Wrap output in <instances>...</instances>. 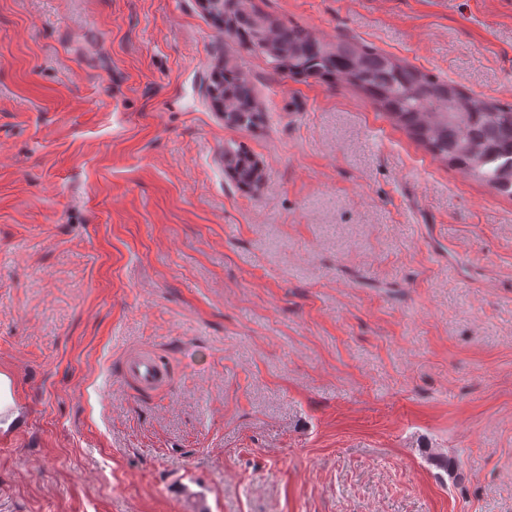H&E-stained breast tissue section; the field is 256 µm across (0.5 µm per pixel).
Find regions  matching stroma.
Returning <instances> with one entry per match:
<instances>
[{"label": "stroma", "instance_id": "obj_1", "mask_svg": "<svg viewBox=\"0 0 512 512\" xmlns=\"http://www.w3.org/2000/svg\"><path fill=\"white\" fill-rule=\"evenodd\" d=\"M254 2L512 101V0ZM2 365L0 512H512V198L202 0H0ZM209 95L218 111L224 112L226 125L249 129L262 122L252 80L237 64L228 62L214 71ZM259 161L240 144L224 146V170L239 188L255 189L263 177ZM125 373L146 390L163 384L167 379L164 364L149 353L130 356L126 360ZM18 381L11 372L0 370V421L13 418V427L17 430L24 426L25 415L18 402Z\"/></svg>", "mask_w": 512, "mask_h": 512}]
</instances>
